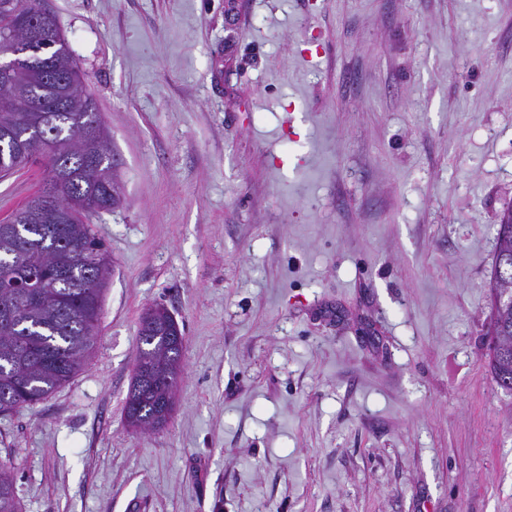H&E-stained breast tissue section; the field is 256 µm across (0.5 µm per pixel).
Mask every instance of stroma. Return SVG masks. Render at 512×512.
I'll list each match as a JSON object with an SVG mask.
<instances>
[{"mask_svg":"<svg viewBox=\"0 0 512 512\" xmlns=\"http://www.w3.org/2000/svg\"><path fill=\"white\" fill-rule=\"evenodd\" d=\"M121 196L84 368L0 416L22 512H512L489 355L512 0H43ZM0 179V220L46 180ZM176 409L124 417L139 321Z\"/></svg>","mask_w":512,"mask_h":512,"instance_id":"1","label":"stroma"}]
</instances>
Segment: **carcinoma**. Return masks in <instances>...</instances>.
Wrapping results in <instances>:
<instances>
[{
    "label": "carcinoma",
    "instance_id": "obj_1",
    "mask_svg": "<svg viewBox=\"0 0 512 512\" xmlns=\"http://www.w3.org/2000/svg\"><path fill=\"white\" fill-rule=\"evenodd\" d=\"M4 1L10 6H0V36L23 41V17L29 15L43 24L45 38L23 72L11 80L0 77V129L10 132L0 138V177L40 161L49 178L60 179L63 193L83 199V207L57 222L29 199L10 220L9 231H0V309L15 310L9 324H0V414L40 402L82 370L110 275L107 250L89 219L117 204L108 134L84 90V73L71 53L61 51L66 40L55 17L41 0ZM94 125L99 145L89 154L84 142ZM46 135L58 141L59 153L41 159L37 153ZM495 254L512 259V206L496 225ZM32 271L41 287L11 285L16 275ZM490 328L495 340L512 339V303L492 306ZM182 353L164 326L140 323L133 376L145 374L150 384L126 397L129 426L150 431L168 423L159 413L175 404ZM490 367L497 386L511 392L512 354L490 357ZM12 468V461L0 459V512H22Z\"/></svg>",
    "mask_w": 512,
    "mask_h": 512
}]
</instances>
